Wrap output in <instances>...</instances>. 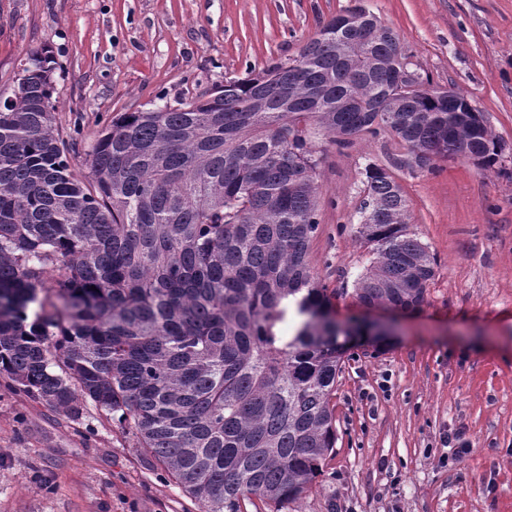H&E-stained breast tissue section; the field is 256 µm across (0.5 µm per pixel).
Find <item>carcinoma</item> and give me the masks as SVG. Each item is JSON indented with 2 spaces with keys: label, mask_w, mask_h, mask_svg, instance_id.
<instances>
[{
  "label": "carcinoma",
  "mask_w": 512,
  "mask_h": 512,
  "mask_svg": "<svg viewBox=\"0 0 512 512\" xmlns=\"http://www.w3.org/2000/svg\"><path fill=\"white\" fill-rule=\"evenodd\" d=\"M340 18L296 66L117 114L88 185L55 133L47 50L30 52L0 110V376L73 421L89 402L119 416L203 512H286L335 447L332 399L358 328L330 318L308 262L324 153L389 132L428 166L499 156L466 95L453 112L430 78L398 83L391 27L370 11L357 34ZM364 172L372 259L356 298L413 311L435 257L389 170Z\"/></svg>",
  "instance_id": "1"
}]
</instances>
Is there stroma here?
Returning <instances> with one entry per match:
<instances>
[{
    "instance_id": "obj_1",
    "label": "stroma",
    "mask_w": 512,
    "mask_h": 512,
    "mask_svg": "<svg viewBox=\"0 0 512 512\" xmlns=\"http://www.w3.org/2000/svg\"><path fill=\"white\" fill-rule=\"evenodd\" d=\"M399 35L413 69L465 93L502 151L395 170L409 228L436 258L414 312L367 309L358 208L367 164L402 153L390 134L328 152L309 263L342 323L392 322L353 337L336 391V446L288 512H512V0H363ZM354 0H0V101L30 51L58 68L56 131L74 166L120 112L208 94L295 56ZM469 455L449 465L445 438ZM0 512H201L94 406L70 421L0 385Z\"/></svg>"
}]
</instances>
